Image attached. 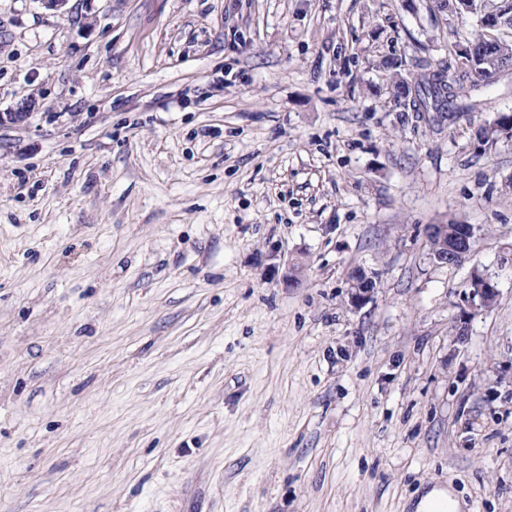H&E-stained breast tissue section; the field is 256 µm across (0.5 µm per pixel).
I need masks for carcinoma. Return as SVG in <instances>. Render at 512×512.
<instances>
[{
	"mask_svg": "<svg viewBox=\"0 0 512 512\" xmlns=\"http://www.w3.org/2000/svg\"><path fill=\"white\" fill-rule=\"evenodd\" d=\"M465 5L467 12L477 19L485 13L512 15V0H465ZM485 39L482 32L475 35L470 40V56L458 59L453 70L425 62L423 73L414 82L401 76L403 61L394 58L384 61L385 68L392 71L395 105L403 112L425 113L436 122L464 115L469 111L467 100L472 90L491 82L499 63L512 62V41L499 39L490 46ZM509 125L512 115L503 114L498 121L479 128L476 150L480 153L492 150L501 141L502 129Z\"/></svg>",
	"mask_w": 512,
	"mask_h": 512,
	"instance_id": "1",
	"label": "carcinoma"
}]
</instances>
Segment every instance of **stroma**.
Here are the masks:
<instances>
[{
    "label": "stroma",
    "instance_id": "1",
    "mask_svg": "<svg viewBox=\"0 0 512 512\" xmlns=\"http://www.w3.org/2000/svg\"><path fill=\"white\" fill-rule=\"evenodd\" d=\"M475 32L431 0H0V113L35 103L0 125V512H512V141L474 147L512 70L437 126L382 67ZM455 225L452 222L448 224H429L425 229L428 241L429 238L438 239L440 248L430 249V258L441 267L454 266L459 258L467 256L473 246L475 232L470 224L464 226L461 230L454 233L449 228ZM351 299L355 303H363L370 298L376 288V281L363 271L356 272L351 279ZM468 290L467 299L470 307L476 310H489L498 296L495 282L489 276L480 273H475L471 277ZM432 508H448L449 512L463 510L461 501L457 499L450 488L447 492L436 488L430 490L418 501L415 509L416 512H427Z\"/></svg>",
    "mask_w": 512,
    "mask_h": 512
}]
</instances>
